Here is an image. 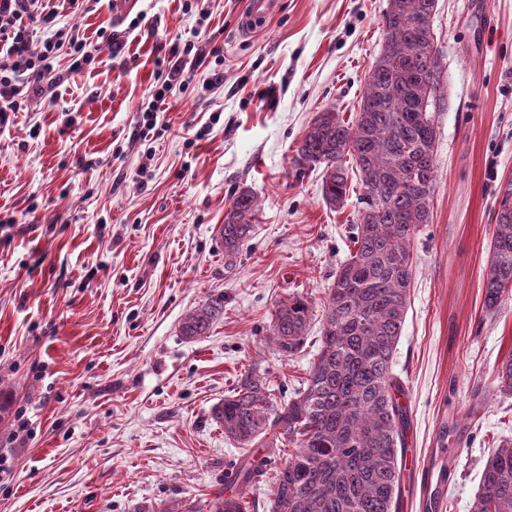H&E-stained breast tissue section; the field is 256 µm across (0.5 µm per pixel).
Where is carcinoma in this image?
Here are the masks:
<instances>
[{
	"mask_svg": "<svg viewBox=\"0 0 512 512\" xmlns=\"http://www.w3.org/2000/svg\"><path fill=\"white\" fill-rule=\"evenodd\" d=\"M437 0H389L386 38L372 64L360 110L347 121L327 109L308 127L298 166H324L322 197L336 209L350 197L357 170L362 194L354 249L336 272L322 307L320 345L302 388L279 400L265 375L241 376L212 419L224 435L250 447L270 435L292 447L274 477L272 512H401L408 408L393 372L410 302L412 245L432 222L442 67L433 50ZM356 163L351 168L348 162ZM495 216L483 306L495 312L512 296V182ZM259 210L248 189L224 212V268L236 266ZM224 315V295L190 310L181 335H208ZM308 297L279 301L268 338L283 357L305 344ZM498 391L512 394V351L496 370ZM266 456L247 455L234 477L210 500L209 512H248L244 489L267 474ZM473 512H512V440L484 464Z\"/></svg>",
	"mask_w": 512,
	"mask_h": 512,
	"instance_id": "1",
	"label": "carcinoma"
}]
</instances>
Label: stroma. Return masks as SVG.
Wrapping results in <instances>:
<instances>
[{
  "mask_svg": "<svg viewBox=\"0 0 512 512\" xmlns=\"http://www.w3.org/2000/svg\"><path fill=\"white\" fill-rule=\"evenodd\" d=\"M247 0H51L96 59L54 100L22 99L0 128V512H137L181 500L208 512L242 448L212 408L250 368L276 394L299 388L319 346L322 305L349 254L354 205L332 210L322 168H298L319 112L359 110L384 43L388 0H279L256 32ZM443 68L433 218L414 241L415 276L393 370L407 393L408 445L445 449L441 512H472L485 461L512 438V395L496 369L512 351V299L483 308L482 281L512 177V0H438ZM126 43L113 54L107 40ZM223 48L173 90L156 126L148 102L173 42ZM261 209L233 270L220 234L235 192ZM308 295L306 344L279 356L267 329L278 300ZM224 314L186 340L184 316L210 295ZM25 409L27 432L15 413Z\"/></svg>",
  "mask_w": 512,
  "mask_h": 512,
  "instance_id": "1",
  "label": "stroma"
}]
</instances>
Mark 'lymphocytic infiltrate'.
<instances>
[{
    "instance_id": "f902f5d3",
    "label": "lymphocytic infiltrate",
    "mask_w": 512,
    "mask_h": 512,
    "mask_svg": "<svg viewBox=\"0 0 512 512\" xmlns=\"http://www.w3.org/2000/svg\"><path fill=\"white\" fill-rule=\"evenodd\" d=\"M54 19V12L45 11L41 0H0V126L9 122L18 98H54L55 89L63 80L62 73L54 69L59 52L69 55V69L73 72L94 62L93 48L73 30L61 28L52 37L37 40L38 28ZM221 52L217 45L206 49L191 43H173L161 61L163 71L151 99L141 109L142 127H155L156 116L170 92L190 81L192 69L208 67L205 87L221 88L223 72L209 66L211 58L219 57Z\"/></svg>"
}]
</instances>
